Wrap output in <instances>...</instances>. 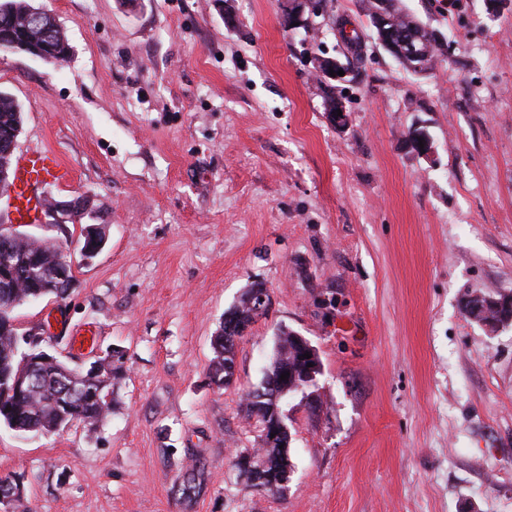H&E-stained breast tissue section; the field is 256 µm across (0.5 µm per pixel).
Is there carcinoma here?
Returning <instances> with one entry per match:
<instances>
[{"mask_svg": "<svg viewBox=\"0 0 512 512\" xmlns=\"http://www.w3.org/2000/svg\"><path fill=\"white\" fill-rule=\"evenodd\" d=\"M33 9L29 0H0V14L25 18ZM43 25L48 29L44 46L25 31L11 29L12 38H0V51H23L21 45L40 48L47 63L57 66L69 55V44L55 17L42 11ZM22 124V112L16 101L0 92V172L6 173L11 164L10 135ZM59 259L71 261V253L46 243L40 238L12 239L0 244V425L21 433L55 434L76 423L94 426L112 413L115 387L127 375L128 358L118 349L108 348L98 357L101 368L96 373L74 369L63 359L56 346L57 336L34 337L18 333L14 325L15 309L25 303L52 299L63 302L71 289L58 286L47 270ZM473 302L481 303L473 321L495 328L512 323V295L493 297L470 292L465 295L463 309ZM254 307L248 294L241 295L237 304L227 312L224 322L212 338L213 357L210 360L209 379L217 389L224 388V363L234 361L236 342L244 336L254 321ZM311 357L306 358L304 354ZM23 373L27 387L17 391L13 379ZM288 374V391H283L281 374ZM321 374V360L316 348L295 335V331L281 328L277 333L274 357L259 386L269 398L255 402L256 390L244 395L243 413L255 421L256 447L235 453L232 466L240 469L238 459H247L248 466L260 471L271 484L269 492L282 496L279 481L290 478L293 472L288 432L271 436V425L287 423L281 403L293 396H307L316 391L317 375ZM184 461L179 474L178 492L184 499L202 493L206 485L205 468L199 454L192 448L184 449Z\"/></svg>", "mask_w": 512, "mask_h": 512, "instance_id": "cac0c4a2", "label": "carcinoma"}]
</instances>
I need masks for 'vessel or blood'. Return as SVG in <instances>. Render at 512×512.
<instances>
[{"label":"vessel or blood","instance_id":"vessel-or-blood-1","mask_svg":"<svg viewBox=\"0 0 512 512\" xmlns=\"http://www.w3.org/2000/svg\"><path fill=\"white\" fill-rule=\"evenodd\" d=\"M72 170L54 150L40 147L17 155L11 165V193L5 201L20 224H33L39 219L45 184L71 180Z\"/></svg>","mask_w":512,"mask_h":512}]
</instances>
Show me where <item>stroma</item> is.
<instances>
[{
	"label": "stroma",
	"instance_id": "obj_1",
	"mask_svg": "<svg viewBox=\"0 0 512 512\" xmlns=\"http://www.w3.org/2000/svg\"><path fill=\"white\" fill-rule=\"evenodd\" d=\"M70 47L60 68L0 51L22 110L19 149L57 151L105 227L75 261L64 305L23 304L26 332L66 313L130 370L111 416L43 436L0 426L18 512H512V323L488 330L465 293L512 294V0H400L453 43L430 74L368 45L336 87L331 123L313 71L345 51L332 21L370 33L363 0H328L314 30L285 0H33ZM428 152L414 144L416 129ZM272 307L237 344L233 387L208 378L211 340L251 284ZM317 348L322 408L285 400V496L231 466L256 431L243 395L279 327ZM201 451L206 489L174 480Z\"/></svg>",
	"mask_w": 512,
	"mask_h": 512
}]
</instances>
